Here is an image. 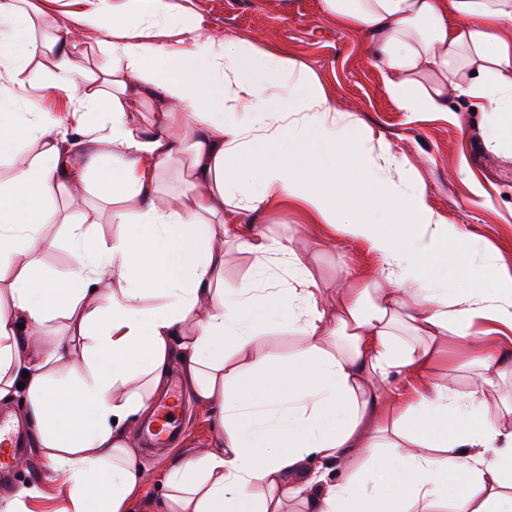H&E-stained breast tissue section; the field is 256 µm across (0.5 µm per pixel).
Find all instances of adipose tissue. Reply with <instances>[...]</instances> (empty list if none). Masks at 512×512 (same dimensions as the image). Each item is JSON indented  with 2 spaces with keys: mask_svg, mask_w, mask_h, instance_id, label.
I'll list each match as a JSON object with an SVG mask.
<instances>
[{
  "mask_svg": "<svg viewBox=\"0 0 512 512\" xmlns=\"http://www.w3.org/2000/svg\"><path fill=\"white\" fill-rule=\"evenodd\" d=\"M46 2L0 0V158L23 134L38 147L0 184V405L22 402L51 474L0 512H34L49 489L59 512H130L147 477L128 440L175 363L218 435L172 461L149 512H286L292 499L304 512H512V402L487 394L512 374V270L468 264L479 240L423 186L393 182L401 158L298 58L202 34L175 45L182 14L166 0H81L79 29L55 19L39 42ZM323 2L367 34L401 110L477 100L485 143L512 153V0ZM83 31L101 32V60L79 78ZM32 63L49 74L36 98L65 94V115L21 111L13 76ZM139 101L157 126L134 120ZM89 112L104 123L88 129ZM182 157L175 208L159 178ZM92 185L124 232L99 240L101 215L84 210L69 270L45 281L47 206ZM283 204L314 225L305 246L260 224ZM339 237L376 267L341 268L330 293L311 259ZM229 245L255 258L239 284L224 279ZM270 327L298 351L256 353ZM452 343L470 354L466 391L438 375Z\"/></svg>",
  "mask_w": 512,
  "mask_h": 512,
  "instance_id": "adipose-tissue-1",
  "label": "adipose tissue"
}]
</instances>
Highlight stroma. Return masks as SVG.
Wrapping results in <instances>:
<instances>
[{"label":"stroma","instance_id":"35a3bbf8","mask_svg":"<svg viewBox=\"0 0 512 512\" xmlns=\"http://www.w3.org/2000/svg\"><path fill=\"white\" fill-rule=\"evenodd\" d=\"M189 4L184 38L196 25L218 38L271 46L297 57L316 75L337 107L359 117L375 137L402 157L404 178L419 181L429 205L448 223L472 228L493 247L497 263L512 269V157L488 149L481 115L473 101L449 99L457 119L402 111L384 88L383 73L370 59L366 36L340 27L323 0H168ZM325 286H333L342 264L372 271L374 262L355 242H340L315 256ZM179 367H172L161 398L184 392L180 425L170 447L150 453L138 448L139 463L153 473L185 456L215 432L204 410L186 393Z\"/></svg>","mask_w":512,"mask_h":512}]
</instances>
